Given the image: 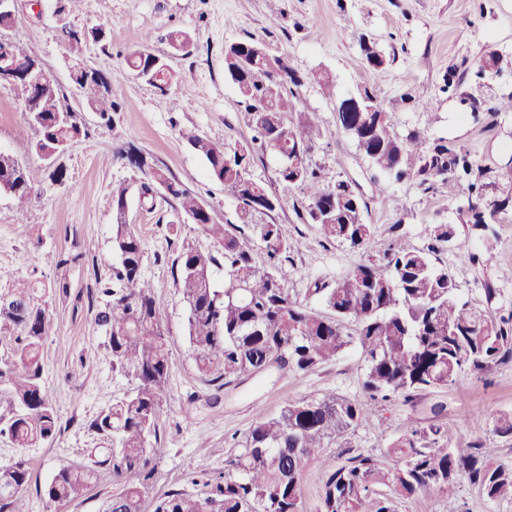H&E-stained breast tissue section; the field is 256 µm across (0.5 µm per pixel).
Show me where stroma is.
Instances as JSON below:
<instances>
[{"instance_id":"35a3bbf8","label":"stroma","mask_w":512,"mask_h":512,"mask_svg":"<svg viewBox=\"0 0 512 512\" xmlns=\"http://www.w3.org/2000/svg\"><path fill=\"white\" fill-rule=\"evenodd\" d=\"M16 22L8 37L38 57L66 104L87 128L60 162L64 184L53 183L36 152V138L24 129L21 94L0 87V151L36 169L41 181L31 199L0 195V293L19 284L33 288L36 304L49 324L41 355L43 381L61 429L44 443L17 447L0 436V466L27 461L32 482L25 492L29 512H102L117 486L107 468L79 498L50 502L43 494L58 462H90L102 438L90 422L112 403L129 395L133 384L112 368L107 339L95 323L106 298L116 254L112 245V191L128 189L126 219L143 249L144 278L153 287L163 317L171 368L168 396L158 417L153 500L172 489L206 494L208 478L224 470L252 426L278 414L290 402L321 396L358 400L365 421L349 434L352 446L379 453L408 426L429 418L434 403L446 404L439 420L450 439L482 440L497 447L496 464L512 468V439L494 432L495 419L512 414V362L492 365L443 389L422 392L415 406L371 400L362 389L363 358L348 348L335 360L309 372L288 370L256 376L224 390L218 406H209V389L199 372L188 338V310L176 284L173 260L185 246L217 251L218 245L183 216L160 188L143 191L149 177L121 159L128 149L200 196L215 218L237 223V201L208 175L207 164L182 137L194 130L219 144L235 146L252 131L234 84L224 66V48L253 37L284 56L298 72L327 73L332 87L316 84L299 91L301 109L311 112L325 132L309 159L325 183L350 181L365 202L363 217L375 228L370 253L382 258L397 238L432 249L433 259L452 273L464 300L487 309L494 318L512 316V211L502 223L475 227L455 179L421 183L413 177L394 181L375 175L351 139L336 126L339 101L362 89L376 94L398 134L421 132L428 141L446 139L488 166V196L512 190V115L492 126L488 112L474 113L512 93V71L481 80L477 62L488 52L512 54V0H17ZM105 26L103 42L88 43L82 62L107 80L110 96L121 103L111 124H104L74 87L71 58L62 26ZM192 37L190 53L174 51L170 31ZM385 57L378 70L362 63L361 42ZM164 57L172 79L167 86L174 109L160 104L158 90L133 73L117 68L133 50ZM279 160L257 155L254 179L278 195L281 206L269 216L284 225L292 242L284 264L293 296L320 308L313 283L328 286L362 262V251L326 241L308 221L307 201L299 189L278 179ZM445 224L447 242L432 231ZM496 243L492 259L484 254ZM399 512H512V500L487 499L463 482L452 495L435 491L400 503Z\"/></svg>"}]
</instances>
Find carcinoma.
<instances>
[{
    "label": "carcinoma",
    "instance_id": "obj_1",
    "mask_svg": "<svg viewBox=\"0 0 512 512\" xmlns=\"http://www.w3.org/2000/svg\"><path fill=\"white\" fill-rule=\"evenodd\" d=\"M72 55L89 42L105 40L102 28L62 27ZM224 64L245 104L253 136L243 150L229 149L199 134L186 133L190 146L204 157L210 178L224 184L237 200L239 224L217 221L205 202L151 167V178L167 188L180 212L219 245L216 253L184 247L174 260L176 281L188 307V336L200 372L218 403L224 387L253 378L269 361L281 369L311 371L335 359L349 346L364 360L362 387L373 398L401 399L409 404L427 390L458 383L494 363L512 361V317L494 321L488 312L462 300L448 268L430 251L399 238L382 261L363 262L331 288H315L322 309L297 301L286 286L282 262L292 243L282 224L263 222L267 201L279 198L257 183L251 173L254 157L277 154L281 182L301 189L307 216L328 241L368 251L375 228L362 216V203L352 184L338 179L322 183L307 155L323 136L312 113L296 103L295 88L313 81L330 85V77L297 73L286 59L267 52L253 38L224 50ZM126 67L167 98L169 70L158 56L139 50ZM481 69H512V58L490 54ZM73 83L87 105L109 126L119 104L97 72L78 67ZM27 127L35 130V148L42 152L59 139L82 135L76 113L62 103L53 83L35 87L25 103ZM337 127L354 143L379 176L395 181L417 177L426 184L453 175L467 198L473 224L488 228L508 210L512 195L495 200L482 194L485 167L456 145L440 141L430 147L417 131L399 135L385 111L345 112L337 109ZM38 172L0 153V186L24 202L31 197ZM125 187L112 191V243L119 260L112 266V284L101 293L109 298L95 320L107 337L115 369L135 382L134 391L102 411L89 427L111 443L102 460L61 464L44 495L53 502L80 497L107 467L118 490L104 512H142L152 490L158 416L167 398L170 358L163 319L152 286L142 274L140 239L125 222ZM337 198V207L317 215ZM266 255L260 268L254 244ZM224 271L223 287L214 284V270ZM34 289L13 288L0 294V324L22 328L8 357H0V391L12 398L10 416L0 418V435L29 447L48 441L60 430L46 387L40 348L48 317L33 302ZM361 405L352 399L315 397L285 405L280 413L257 423L244 444L224 464V475L199 496L174 489L157 498L154 512H304L301 486L311 463L320 459L327 439H342L363 422ZM336 464L323 470L321 512H397L398 504L426 491L448 494L466 479L490 500H512V469L494 464L496 449L482 442L448 439L439 424L411 426L387 450L373 454L346 443ZM31 471L19 459L0 467V512H27L24 491Z\"/></svg>",
    "mask_w": 512,
    "mask_h": 512
}]
</instances>
